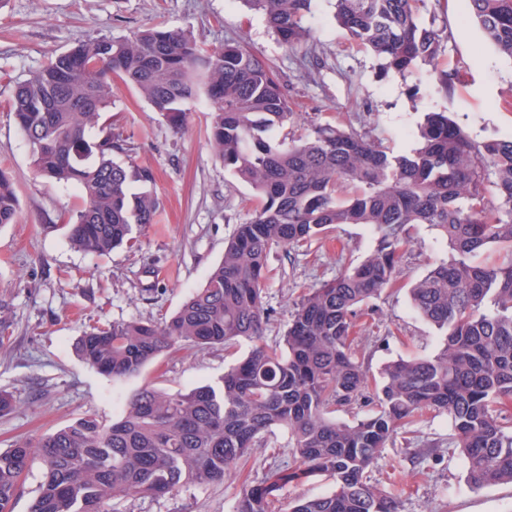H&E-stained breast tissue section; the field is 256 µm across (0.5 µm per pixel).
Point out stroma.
<instances>
[{
    "label": "stroma",
    "mask_w": 512,
    "mask_h": 512,
    "mask_svg": "<svg viewBox=\"0 0 512 512\" xmlns=\"http://www.w3.org/2000/svg\"><path fill=\"white\" fill-rule=\"evenodd\" d=\"M159 20L208 48L241 42L272 64L296 106L288 129L295 137L333 119L400 155L415 147L428 111L451 113L479 141L512 136V60L500 56L477 25L463 18L460 0H425L420 12L422 23L445 30L438 66L460 74L450 97L439 91L430 67L401 75L351 45L333 19L329 0H313L312 37L292 49L241 0H5L0 5V169L13 180L19 213L16 223L0 228V390L11 392L17 407L0 416V449L20 437L52 433L85 414L118 418L148 384L173 393L217 383L251 348L243 339L228 350L166 353L139 375L120 381L82 362L74 350L90 327L173 314L203 285L237 226L254 213L250 187L214 155L205 99L191 103L187 125L177 132L118 80L109 109L112 129L128 138L133 160L153 172L162 201L157 223L135 229L133 246L106 255L77 251L61 213L79 205V191L33 174L29 143L7 107L15 83L88 38H123ZM377 246L373 228L348 224L325 239L271 252L264 298L271 313L268 343L283 335L302 293L335 278L344 265L363 260ZM447 254L436 230L426 224L411 227L397 285L366 307L369 327L358 345L369 376L398 358L430 357L440 349V331L417 313L408 290ZM451 434L448 414L427 416L384 449L369 470L372 483L396 487L400 512H512V484L472 487L465 460L447 449ZM426 442L439 443L441 450L415 464ZM238 492L231 479L160 497L114 500L109 509L233 512Z\"/></svg>",
    "instance_id": "35a3bbf8"
}]
</instances>
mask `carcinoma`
I'll return each mask as SVG.
<instances>
[{"mask_svg":"<svg viewBox=\"0 0 512 512\" xmlns=\"http://www.w3.org/2000/svg\"><path fill=\"white\" fill-rule=\"evenodd\" d=\"M240 2L286 46L310 38L313 0ZM422 2L334 0V19L350 43L404 74L436 66L441 53L442 30L419 21ZM462 2L512 59V0ZM115 78L176 131L187 123L188 104L204 96L214 154L252 188L257 205L170 318L94 326L76 342L77 356L120 380L183 346L229 348L245 339L252 347L216 385L174 393L145 386L116 420L84 415L36 441L16 439L0 450V512H13L35 462L42 481L30 512H108L111 500L230 478L240 481L235 512H272L285 486L321 475L334 490L299 498L289 512H399V495L376 488L368 471L402 430L432 413L451 418L449 444L465 458L471 486L512 483V419L503 415L512 401V136L478 142L447 113L430 111L408 154L394 156L331 122L286 143L278 134L295 115L288 91L242 44L208 49L163 26L89 39L17 82L9 99L35 176L81 193L66 223L71 245L87 253L131 243L133 227L155 223L160 210L151 170L112 158L132 151L102 120ZM437 81L451 94L459 73L441 70ZM18 209L12 179L0 169V228L15 222ZM341 224L373 226L377 249L308 289L281 343L268 344L271 251L320 240ZM414 224L434 227L448 244L447 258L410 288L414 308L442 332L443 345L431 357L389 363L377 381L359 360L361 307L397 282ZM493 247L504 251L499 261H473ZM361 402L376 409L350 423L331 417L336 407ZM273 428L288 432L293 462L253 480V448Z\"/></svg>","mask_w":512,"mask_h":512,"instance_id":"1","label":"carcinoma"}]
</instances>
